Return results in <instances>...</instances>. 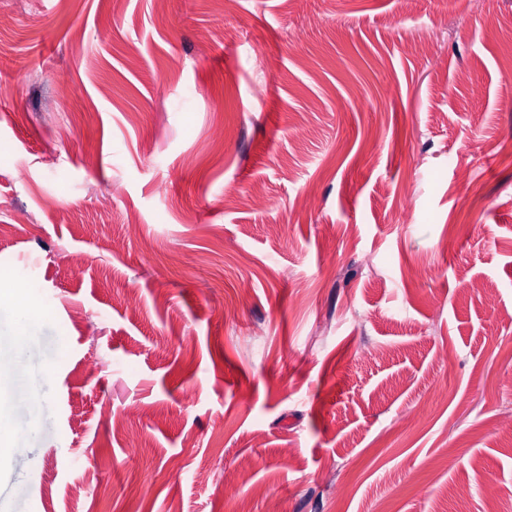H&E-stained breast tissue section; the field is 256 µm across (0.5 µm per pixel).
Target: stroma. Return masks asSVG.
Masks as SVG:
<instances>
[{
	"mask_svg": "<svg viewBox=\"0 0 512 512\" xmlns=\"http://www.w3.org/2000/svg\"><path fill=\"white\" fill-rule=\"evenodd\" d=\"M0 15V512H512V0ZM38 320L34 310L27 308H15L5 304L0 305V326L9 325V331L1 336H15V348L11 351L14 359L23 346L26 336H32L31 331Z\"/></svg>",
	"mask_w": 512,
	"mask_h": 512,
	"instance_id": "1",
	"label": "stroma"
}]
</instances>
